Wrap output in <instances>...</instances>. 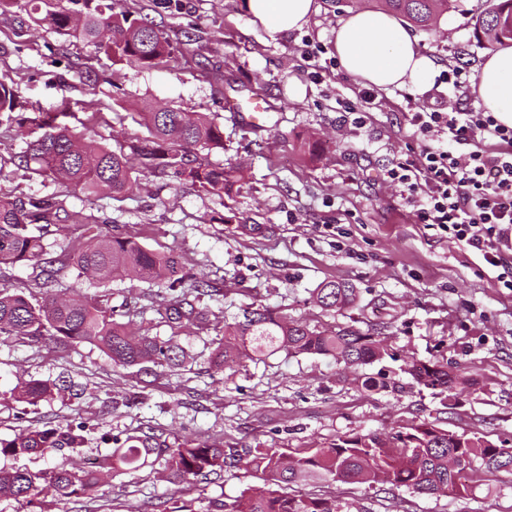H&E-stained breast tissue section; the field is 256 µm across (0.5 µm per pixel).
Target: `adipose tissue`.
I'll list each match as a JSON object with an SVG mask.
<instances>
[{
  "label": "adipose tissue",
  "instance_id": "adipose-tissue-1",
  "mask_svg": "<svg viewBox=\"0 0 512 512\" xmlns=\"http://www.w3.org/2000/svg\"><path fill=\"white\" fill-rule=\"evenodd\" d=\"M245 10L253 24L275 36L303 28L318 7L315 0H245ZM335 50L347 74L383 90L422 85L434 69L408 29L383 10L341 19ZM476 92L485 111L512 125V46L497 49L484 61Z\"/></svg>",
  "mask_w": 512,
  "mask_h": 512
}]
</instances>
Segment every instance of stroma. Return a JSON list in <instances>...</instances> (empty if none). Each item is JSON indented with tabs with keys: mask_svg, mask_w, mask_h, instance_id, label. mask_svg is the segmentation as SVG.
<instances>
[{
	"mask_svg": "<svg viewBox=\"0 0 512 512\" xmlns=\"http://www.w3.org/2000/svg\"><path fill=\"white\" fill-rule=\"evenodd\" d=\"M23 2L0 5V82L18 88L22 112L64 103L77 130L85 102L98 99L103 108L93 133L104 138L114 131L145 136L128 115L153 104L210 112L224 126V148L211 161L243 168L245 179L217 196L158 172L119 199L70 197L71 207L148 248L182 255L186 269L219 293L203 299L211 311L208 330L177 333L190 360L173 371L113 369L91 343L0 342V438L78 424L85 438L82 447L47 457H0V467L36 471L62 464L75 471L110 452L109 437L150 427L171 442L216 440L241 450L316 448L340 436L387 433L421 421L496 444L512 440V291L499 286L480 257L417 224L398 188L383 178L411 149L404 114L427 104L433 81L376 90L375 107L359 126L345 103L364 85L339 67L314 80L300 56L306 36L333 48L338 22L371 8V0H316L318 11L304 29L274 37L250 23L243 0H116V9L153 23L174 46L169 61L153 68L116 63L103 50L29 28ZM488 5L457 0L436 26L413 29L437 71L460 65L478 70L488 51L472 18ZM255 91L269 106L260 131L224 109L225 98L244 102ZM26 141L0 125V190L33 197L58 191L57 183L14 165ZM45 240L57 269L55 290L105 296L109 305H129L134 331L162 339L174 334L157 313L169 297L165 284H92L67 261L70 248L83 242L79 229L51 226ZM326 280L352 284L355 304L337 313L317 306L313 292ZM251 303L317 327L382 332L390 355L363 372L382 380L383 388L362 389L353 369L316 355L278 353L209 370V353L225 323ZM431 356L469 380L448 401L404 371L411 358ZM61 376L71 378L76 391L35 407L12 397L23 381ZM161 471L156 465L109 472L98 492L50 495L46 506L49 512H158L163 501L174 499L209 512L214 501H231L263 484L243 465L180 485L167 483ZM290 490L336 497L344 512H512L510 471L491 475L488 487L445 496L321 481Z\"/></svg>",
	"mask_w": 512,
	"mask_h": 512,
	"instance_id": "stroma-1",
	"label": "stroma"
}]
</instances>
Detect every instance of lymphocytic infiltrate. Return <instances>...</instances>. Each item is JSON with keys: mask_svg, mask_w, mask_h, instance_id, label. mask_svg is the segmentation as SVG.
I'll return each mask as SVG.
<instances>
[{"mask_svg": "<svg viewBox=\"0 0 512 512\" xmlns=\"http://www.w3.org/2000/svg\"><path fill=\"white\" fill-rule=\"evenodd\" d=\"M415 141L385 172L417 223L478 254L512 288V126L491 112L448 110L443 101L407 113ZM498 150L487 149V141Z\"/></svg>", "mask_w": 512, "mask_h": 512, "instance_id": "1", "label": "lymphocytic infiltrate"}]
</instances>
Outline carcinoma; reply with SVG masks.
<instances>
[{"mask_svg":"<svg viewBox=\"0 0 512 512\" xmlns=\"http://www.w3.org/2000/svg\"><path fill=\"white\" fill-rule=\"evenodd\" d=\"M382 5L417 28L431 27L452 8V0H380ZM26 13L38 26L67 39L106 49L119 61L152 68L171 55L168 36L151 24L137 21L124 11L116 12L103 0H25ZM474 28L494 48L512 40V0L491 4L476 16ZM18 88L0 82V122L16 123L30 137L18 156V166L33 175L62 186L52 194L35 198L0 193V265L31 263L37 277L48 286L55 282L53 260L47 258L44 229L50 225L96 223L91 214L70 208L76 192L126 195L143 176L160 170L171 172L192 187L215 195L232 190L244 179L238 168L216 165L214 151L224 150L223 127L203 112L169 108L164 112H138V124L148 135L121 140L112 147L85 132H76L61 118L65 112H39L33 117L14 114ZM69 265L78 276L106 284L132 271L142 282H160L172 292L158 310L163 322L205 329L210 310L201 298L213 289L203 278L185 271L181 256L146 247L138 238L108 230H92L88 241L71 249ZM325 310L339 312L352 306L356 290L345 281L329 280L316 289ZM130 309H115L92 297L63 298L56 293L32 303L18 288H0V338L38 343L51 338L64 347L94 343L112 365L138 368L144 374L155 367L178 368L188 360L186 349L171 336L161 340L134 334L125 318ZM277 352L289 356L319 355L356 370L388 354L386 340L350 326L311 327L261 304L240 309L234 322L224 325V338L216 343L208 364L217 371L244 357H263ZM406 373L418 384L452 393L460 384L448 364L437 359L407 362ZM63 377L58 383L30 379L13 391L15 401L35 406L59 389H72ZM83 443L73 428L28 429L12 438H0V457L41 456L77 448ZM117 447L103 456L96 471L72 472L51 468L38 472L0 468V499L25 502L31 512H45L41 496L49 491L59 497L94 490L105 472L136 469L160 462L168 482L182 483L191 477L218 474L240 463L261 473L263 486L242 493L227 503L213 504L210 512H342L333 497L283 493L277 487L312 477L351 483L403 486L419 494L439 495L472 490L485 477L512 471V450L479 437H465L429 422L413 423L386 438L370 433L339 437L319 448L288 453L280 448H249L240 453L224 442H169L149 427L136 436L116 440ZM465 466L448 471V456Z\"/></svg>","mask_w":512,"mask_h":512,"instance_id":"1","label":"carcinoma"}]
</instances>
